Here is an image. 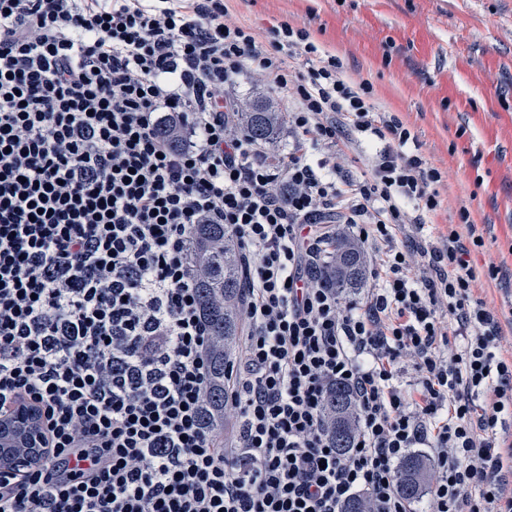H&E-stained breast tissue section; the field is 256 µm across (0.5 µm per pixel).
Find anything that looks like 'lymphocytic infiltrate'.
I'll return each mask as SVG.
<instances>
[{
	"label": "lymphocytic infiltrate",
	"mask_w": 512,
	"mask_h": 512,
	"mask_svg": "<svg viewBox=\"0 0 512 512\" xmlns=\"http://www.w3.org/2000/svg\"><path fill=\"white\" fill-rule=\"evenodd\" d=\"M248 78L285 118L277 156L239 127ZM443 178L307 28L258 36L226 0H0V414L37 407L54 450L0 473V512H416L415 448L423 512H512V354L475 293L500 269L468 208L432 227ZM197 224L237 238L247 277L229 438L202 420ZM332 224L373 255L365 300L321 281ZM325 413L332 445L340 452L348 450L356 429V407L346 387L336 384L329 389ZM429 466L419 455L405 458L398 470L400 493L410 501L420 498L426 490Z\"/></svg>",
	"instance_id": "lymphocytic-infiltrate-1"
}]
</instances>
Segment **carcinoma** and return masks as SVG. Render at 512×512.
Returning <instances> with one entry per match:
<instances>
[{"mask_svg": "<svg viewBox=\"0 0 512 512\" xmlns=\"http://www.w3.org/2000/svg\"><path fill=\"white\" fill-rule=\"evenodd\" d=\"M283 124L282 117L256 102L241 113V129L250 137L270 142ZM190 260L212 339L211 383L204 400V415L215 428L224 426V376L237 353L242 331L241 298L245 280L238 241L222 224H197L192 229ZM323 283L346 295L364 284L367 262L362 249L343 229H336L323 258ZM332 445L340 452L351 447L356 429V407L350 391L332 386L325 401ZM429 466L418 455L405 458L398 470L400 493L410 501L426 490Z\"/></svg>", "mask_w": 512, "mask_h": 512, "instance_id": "cac0c4a2", "label": "carcinoma"}]
</instances>
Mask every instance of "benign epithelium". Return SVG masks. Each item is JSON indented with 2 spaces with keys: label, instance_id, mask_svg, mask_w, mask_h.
<instances>
[{
  "label": "benign epithelium",
  "instance_id": "benign-epithelium-1",
  "mask_svg": "<svg viewBox=\"0 0 512 512\" xmlns=\"http://www.w3.org/2000/svg\"><path fill=\"white\" fill-rule=\"evenodd\" d=\"M46 453L39 416L22 410L13 419L0 423V463L8 472L18 464L33 465Z\"/></svg>",
  "mask_w": 512,
  "mask_h": 512
}]
</instances>
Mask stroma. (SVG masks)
<instances>
[{"label":"stroma","mask_w":512,"mask_h":512,"mask_svg":"<svg viewBox=\"0 0 512 512\" xmlns=\"http://www.w3.org/2000/svg\"><path fill=\"white\" fill-rule=\"evenodd\" d=\"M241 22L307 27L326 52L372 83L425 155L447 170L439 188L457 223L467 206L484 253L507 271L480 294L512 309V0H231Z\"/></svg>","instance_id":"1"}]
</instances>
